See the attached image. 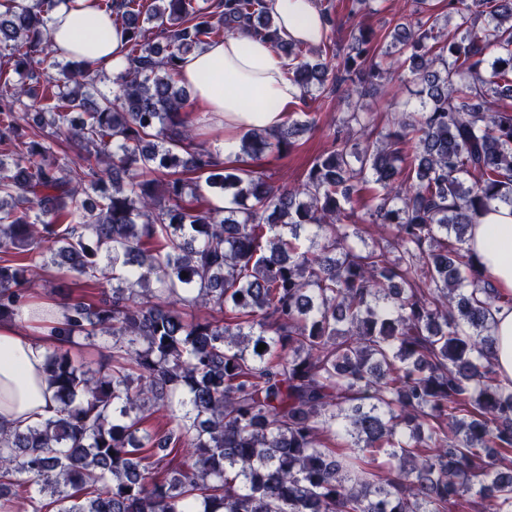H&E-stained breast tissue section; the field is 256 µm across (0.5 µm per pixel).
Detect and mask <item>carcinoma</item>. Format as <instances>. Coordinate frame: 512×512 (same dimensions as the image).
<instances>
[{
	"instance_id": "obj_1",
	"label": "carcinoma",
	"mask_w": 512,
	"mask_h": 512,
	"mask_svg": "<svg viewBox=\"0 0 512 512\" xmlns=\"http://www.w3.org/2000/svg\"><path fill=\"white\" fill-rule=\"evenodd\" d=\"M60 0H0V321L55 269V415L0 433V502L30 512H512L503 297L466 247L512 207V0H429L379 46L311 57L264 0H92L126 34L113 74L56 61ZM240 27L273 40L305 95H357L304 182L276 189L195 140L185 56ZM57 73L52 74L50 70ZM407 70L418 105L373 137L362 97ZM311 125L243 137L286 153ZM74 146L81 163L62 162ZM378 228L361 252L352 218ZM348 223H343V220ZM112 292L96 288L101 265ZM188 277H181L182 273ZM203 308L206 315L188 310ZM110 338L92 371L70 348ZM266 349L257 352L259 344ZM493 317L499 375L508 383L512 381V310L505 307L495 310Z\"/></svg>"
}]
</instances>
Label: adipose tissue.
I'll use <instances>...</instances> for the list:
<instances>
[{
	"label": "adipose tissue",
	"instance_id": "obj_1",
	"mask_svg": "<svg viewBox=\"0 0 512 512\" xmlns=\"http://www.w3.org/2000/svg\"><path fill=\"white\" fill-rule=\"evenodd\" d=\"M279 37L321 44L328 24L314 0H267ZM48 37L64 58L119 71L127 64L125 34L93 9L59 5ZM284 58L270 38L244 29L188 54L181 80L203 112L224 126L225 160H235L240 134L279 129L301 103V88L285 74ZM467 246L502 296L512 295V208L496 206L468 233ZM43 309L22 304L12 321L0 323V430H23L53 416L54 390L44 372L46 346L38 325Z\"/></svg>",
	"mask_w": 512,
	"mask_h": 512
}]
</instances>
